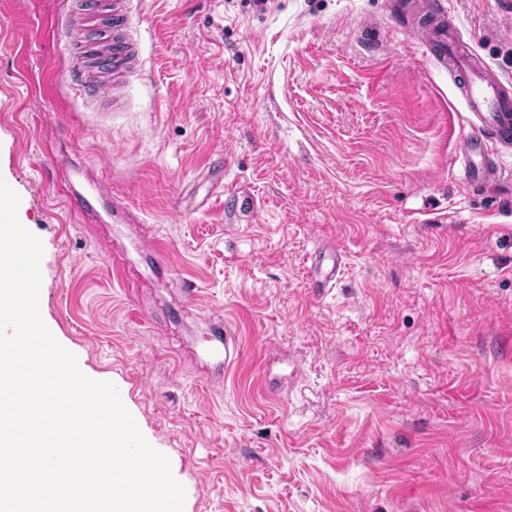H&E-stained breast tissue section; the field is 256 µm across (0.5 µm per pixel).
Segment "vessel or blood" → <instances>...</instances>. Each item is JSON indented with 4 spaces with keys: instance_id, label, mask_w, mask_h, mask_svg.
Instances as JSON below:
<instances>
[{
    "instance_id": "1",
    "label": "vessel or blood",
    "mask_w": 512,
    "mask_h": 512,
    "mask_svg": "<svg viewBox=\"0 0 512 512\" xmlns=\"http://www.w3.org/2000/svg\"><path fill=\"white\" fill-rule=\"evenodd\" d=\"M69 25L75 28L81 45H89L95 40L97 19L94 14L87 13L72 19ZM131 26L129 12L114 8L111 52L96 55L91 65L78 62L69 68V80L84 100L99 96V76H109L118 82L140 68L137 43L130 36ZM419 40L422 47L453 77L468 111L478 114L500 142H511L512 83L475 62L472 53L464 48L456 26L449 21L443 0H425Z\"/></svg>"
}]
</instances>
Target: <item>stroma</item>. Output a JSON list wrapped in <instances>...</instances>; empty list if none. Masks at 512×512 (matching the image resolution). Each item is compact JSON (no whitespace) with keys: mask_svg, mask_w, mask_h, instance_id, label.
Segmentation results:
<instances>
[{"mask_svg":"<svg viewBox=\"0 0 512 512\" xmlns=\"http://www.w3.org/2000/svg\"><path fill=\"white\" fill-rule=\"evenodd\" d=\"M411 2L131 0L142 67L90 106L52 34L88 0H0V178L43 244L41 317L184 512H512V147ZM446 2L512 80V0ZM228 327L225 368L203 349Z\"/></svg>","mask_w":512,"mask_h":512,"instance_id":"35a3bbf8","label":"stroma"}]
</instances>
